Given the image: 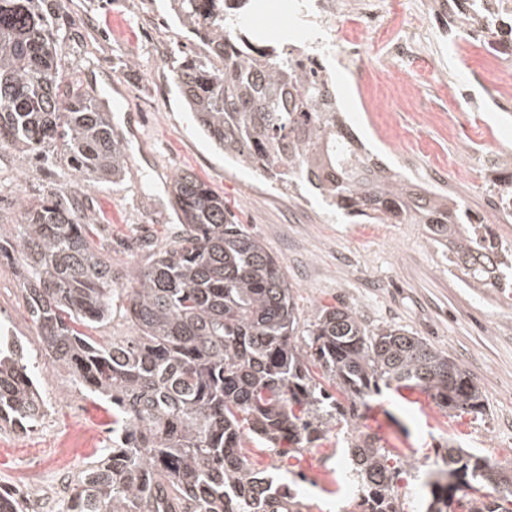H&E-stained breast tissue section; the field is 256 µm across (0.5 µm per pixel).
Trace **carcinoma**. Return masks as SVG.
<instances>
[{"instance_id":"carcinoma-1","label":"carcinoma","mask_w":512,"mask_h":512,"mask_svg":"<svg viewBox=\"0 0 512 512\" xmlns=\"http://www.w3.org/2000/svg\"><path fill=\"white\" fill-rule=\"evenodd\" d=\"M258 0H168L206 52L187 59L176 88L198 130L224 157L271 183L309 186L366 224H423L468 279L512 288V244L480 236L457 199L405 181L357 145L336 118L324 67L267 44L245 22ZM493 33L512 16L490 13ZM52 151L73 172L115 179L125 154L112 121L58 59L37 0H0V149ZM177 236L142 265L112 269V249L84 224L79 185L20 199L0 259L20 266L43 350L88 395L112 406V445L86 466L64 512H303L297 493L251 467L244 448L296 458L332 426L351 427L387 389H420L449 415L483 417L466 367L402 327H367L348 307H322L296 342L299 315L278 259L235 222L194 173L170 183ZM132 336L102 344L84 329L106 321L116 287ZM318 363L339 401L307 366ZM21 341L0 347V422L32 428L45 414ZM359 512H406L405 470L379 439L346 440ZM445 468L426 479L424 512H512V469L448 440ZM0 512H25L0 491Z\"/></svg>"}]
</instances>
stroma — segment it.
Wrapping results in <instances>:
<instances>
[{"instance_id":"stroma-1","label":"stroma","mask_w":512,"mask_h":512,"mask_svg":"<svg viewBox=\"0 0 512 512\" xmlns=\"http://www.w3.org/2000/svg\"><path fill=\"white\" fill-rule=\"evenodd\" d=\"M431 2L407 0L389 31L393 37L418 32L431 61L385 68L386 46L373 38L360 65L361 83L339 63L330 67L357 136L419 183L466 145L500 150L512 162V114L462 113L468 138L455 135L444 81L489 64L479 46L453 54L442 48L437 29L427 23ZM57 30L66 71L96 96L122 135L125 169L115 180L76 177L54 159L1 149L0 228L17 223L19 199H36L78 180L91 238L111 242L112 265L124 271L146 260L145 253L129 250L130 242L160 247L175 235L169 184L191 171L279 259L301 322L312 320L318 308L346 305L370 327L406 328L465 364L486 396L483 419L453 420L424 393L386 394L372 402L358 431L418 458H435L451 437L485 456L500 444L501 463L512 467V291L463 279L423 225L355 224L305 188L273 184L227 163L195 128L176 93L174 71L193 41L169 17L164 0H68ZM497 174L494 167L447 172L438 188L485 220V195ZM0 329L25 345L47 404L33 428L0 424V486L22 488L33 459L46 479L62 468L77 479L110 445L112 409L86 395L45 354L21 280L7 263L0 265Z\"/></svg>"}]
</instances>
